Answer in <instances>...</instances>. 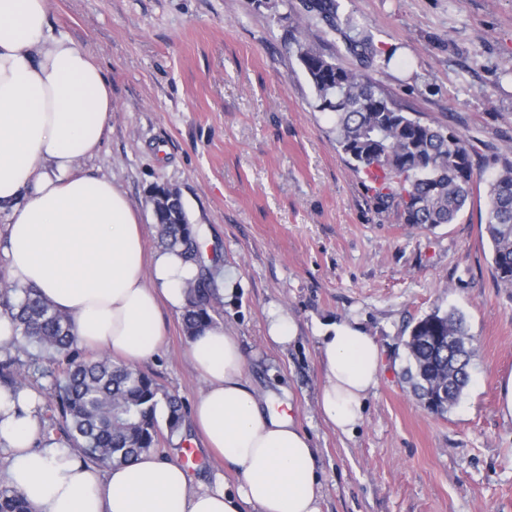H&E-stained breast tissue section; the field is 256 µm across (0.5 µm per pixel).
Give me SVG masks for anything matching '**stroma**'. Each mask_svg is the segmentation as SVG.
I'll return each mask as SVG.
<instances>
[{
	"instance_id": "1",
	"label": "stroma",
	"mask_w": 512,
	"mask_h": 512,
	"mask_svg": "<svg viewBox=\"0 0 512 512\" xmlns=\"http://www.w3.org/2000/svg\"><path fill=\"white\" fill-rule=\"evenodd\" d=\"M301 0H49L53 34L88 50L110 81L104 145L82 169L112 180L158 250L148 192L176 187L215 280L236 274L217 316L238 336L246 375L286 388L317 448L322 512H512V419L497 381L512 372V284L501 281L475 192L451 224L418 228L382 208L337 148L297 58ZM381 51L385 91L423 121L457 131L492 179L512 154V0H341ZM296 341L266 338L271 307ZM457 310L475 339L470 383L444 415L404 378V342L433 310ZM358 320L381 350L382 374L355 435L319 416L315 330ZM143 362L193 403L181 315Z\"/></svg>"
}]
</instances>
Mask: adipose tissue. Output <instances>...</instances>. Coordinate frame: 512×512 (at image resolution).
<instances>
[{
	"instance_id": "obj_1",
	"label": "adipose tissue",
	"mask_w": 512,
	"mask_h": 512,
	"mask_svg": "<svg viewBox=\"0 0 512 512\" xmlns=\"http://www.w3.org/2000/svg\"><path fill=\"white\" fill-rule=\"evenodd\" d=\"M48 0H0V210H11L10 283L34 288L71 317L80 346L137 364L163 340L162 311L183 312L198 267L174 251L146 253L140 213L111 180L81 173L100 150L112 91L92 55L49 33ZM323 384L317 407L354 435L380 382L374 336L357 321L317 330ZM203 387L191 424L207 452L238 476L194 483L152 452L99 467L56 440L36 445L41 399L0 387L4 480L35 512H322L316 450L293 414L290 390L259 393L239 341L215 324L189 342Z\"/></svg>"
}]
</instances>
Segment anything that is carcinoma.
<instances>
[{"mask_svg": "<svg viewBox=\"0 0 512 512\" xmlns=\"http://www.w3.org/2000/svg\"><path fill=\"white\" fill-rule=\"evenodd\" d=\"M325 38L341 41L346 52L380 68L392 55L378 58L372 36L342 20L339 0H304ZM294 43L298 60L314 89L321 112L334 114L336 146L353 171L375 184L378 203L400 209L416 226L453 223L477 189L478 175L468 140L453 131L405 112L370 74L343 65L308 40V26L297 22ZM485 230L493 247L498 277L512 283V160H502L498 174L486 185ZM153 216L164 248L177 249L187 262L201 265L198 233L179 223L186 214L181 196L160 201L152 196ZM182 315L188 337L215 324L218 301L206 272L189 283ZM0 314L15 323L16 354L0 361V386L18 391L24 380L20 356L31 346L47 353L58 371L56 403L43 421L46 431L77 448L88 462L109 466L131 464L177 433L187 408L158 380L135 367L106 356L89 358L74 349L72 319L54 310L33 288L8 282L0 287ZM474 336L463 315L435 310L411 328L406 347V376L422 402L437 399L434 413L455 405L469 382L467 367ZM164 411L165 426L158 412ZM0 512H34L15 489H0Z\"/></svg>", "mask_w": 512, "mask_h": 512, "instance_id": "1", "label": "carcinoma"}]
</instances>
